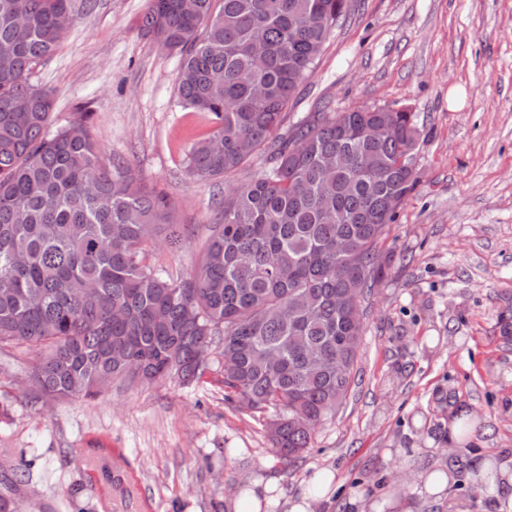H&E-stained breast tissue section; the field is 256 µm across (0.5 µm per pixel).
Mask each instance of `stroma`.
<instances>
[{"instance_id":"stroma-1","label":"stroma","mask_w":512,"mask_h":512,"mask_svg":"<svg viewBox=\"0 0 512 512\" xmlns=\"http://www.w3.org/2000/svg\"><path fill=\"white\" fill-rule=\"evenodd\" d=\"M74 21L35 82L53 90L54 123L92 115L104 160L165 192L188 231L149 261L174 278L201 258L226 184L250 183L251 159L226 179L186 171L209 125L176 104L178 58L141 36L147 0H73ZM329 107L405 108L420 130L418 183L382 243L387 276L361 302L355 382L303 460H280L266 415L224 400V362L191 385L117 379L91 396L52 398L30 375L39 354L0 349V476L32 459L16 512H231L240 488L280 500L334 476L316 512H350L391 494L414 512H493L473 461L512 453V0H350L285 118ZM466 428L458 443L438 430ZM457 471L440 500L417 472Z\"/></svg>"}]
</instances>
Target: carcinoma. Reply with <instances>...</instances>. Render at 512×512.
Segmentation results:
<instances>
[{"mask_svg":"<svg viewBox=\"0 0 512 512\" xmlns=\"http://www.w3.org/2000/svg\"><path fill=\"white\" fill-rule=\"evenodd\" d=\"M348 0H148L141 33L176 52V95L210 131L191 143L196 180L252 157L224 188L198 265L148 263L184 227L169 199L102 161L91 115L52 128L34 70L57 52L71 0H0V346L40 351L31 381L74 396L129 376L200 379L224 355V399L274 414L290 463L312 448L353 382L361 299L378 282L387 228L417 183L419 130L404 109L313 112L284 125ZM382 129L370 137L366 129Z\"/></svg>","mask_w":512,"mask_h":512,"instance_id":"1","label":"carcinoma"}]
</instances>
